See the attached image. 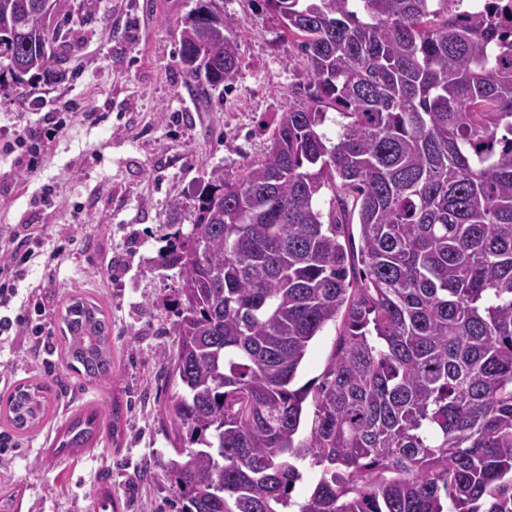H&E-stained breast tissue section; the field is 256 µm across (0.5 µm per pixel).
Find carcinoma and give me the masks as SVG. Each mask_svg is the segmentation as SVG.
Here are the masks:
<instances>
[{
    "instance_id": "carcinoma-1",
    "label": "carcinoma",
    "mask_w": 512,
    "mask_h": 512,
    "mask_svg": "<svg viewBox=\"0 0 512 512\" xmlns=\"http://www.w3.org/2000/svg\"><path fill=\"white\" fill-rule=\"evenodd\" d=\"M217 2L179 24L204 97L241 67V22ZM461 2L266 0L303 101L263 159L197 188L156 257L180 279L165 405L180 512H512V0ZM57 12L0 0V86L64 75ZM60 321L70 367L112 381L103 307L75 297ZM336 324L321 378L295 386ZM51 395L43 379L0 395V427H41ZM100 421L73 416L54 453L95 447ZM302 464L319 478L298 503Z\"/></svg>"
}]
</instances>
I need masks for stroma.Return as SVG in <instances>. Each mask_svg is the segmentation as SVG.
I'll use <instances>...</instances> for the list:
<instances>
[{
  "label": "stroma",
  "mask_w": 512,
  "mask_h": 512,
  "mask_svg": "<svg viewBox=\"0 0 512 512\" xmlns=\"http://www.w3.org/2000/svg\"><path fill=\"white\" fill-rule=\"evenodd\" d=\"M195 0H60L66 74L22 90L0 88V145L14 151L0 168V244L15 225H41L44 249L64 248L47 307L58 326L70 297L104 307L112 325V382L84 381L53 335L39 361L27 345L0 350L8 385L45 377L57 393L49 421L17 438L18 459L0 468V512H101L110 491L116 512H180L171 490L176 454L164 406L172 393L164 366L176 350L168 300L176 271L155 258L179 225L193 220V196L211 171L236 177L261 159L282 112L298 102L307 72L279 16L264 0H224L240 20L241 71L207 97L195 94L179 62L176 19ZM74 103V121L44 148L36 177L18 170L26 159L16 138L45 113ZM180 210H173V203ZM337 332L310 343L296 385L320 377ZM122 409L119 428L104 429L97 447L53 455L57 428L89 407Z\"/></svg>",
  "instance_id": "35a3bbf8"
}]
</instances>
